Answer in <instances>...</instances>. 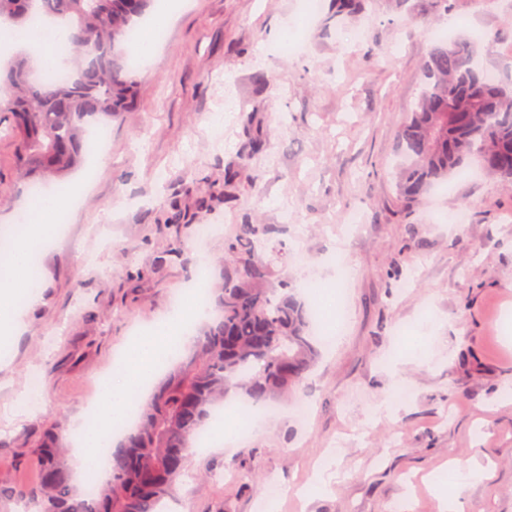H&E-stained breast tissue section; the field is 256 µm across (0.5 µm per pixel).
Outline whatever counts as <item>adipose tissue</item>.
<instances>
[{
  "instance_id": "ef3b65f1",
  "label": "adipose tissue",
  "mask_w": 512,
  "mask_h": 512,
  "mask_svg": "<svg viewBox=\"0 0 512 512\" xmlns=\"http://www.w3.org/2000/svg\"><path fill=\"white\" fill-rule=\"evenodd\" d=\"M68 28L57 21L41 26H21L0 20V38L15 48L38 45L43 65L65 67V57L57 46L67 40ZM71 198L63 191L46 195L29 208V221L24 224L19 238L6 262L0 263V342H10L25 330L18 298L28 294L27 260L44 241L57 230L52 216L69 207ZM204 308L192 301H183L167 316L163 324L151 332L138 336L122 358V379L103 386L99 398L102 402L99 418L94 422H81L74 426L77 446L74 456L79 479L100 477L96 450L109 430L123 426L126 407L134 394L139 393L143 381L154 380L161 367L174 361L191 343L192 327L206 319Z\"/></svg>"
}]
</instances>
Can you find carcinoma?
Here are the masks:
<instances>
[{"mask_svg":"<svg viewBox=\"0 0 512 512\" xmlns=\"http://www.w3.org/2000/svg\"><path fill=\"white\" fill-rule=\"evenodd\" d=\"M149 0H0V18L67 17L70 66L62 79H37L32 53L6 73L0 112L13 119L17 173L61 178L89 155L87 119L110 117L129 102L132 80L116 63L117 47ZM365 0H336V16L353 17ZM478 40L439 41L424 62L415 106L399 128L398 189L411 208L448 178L477 163L512 181V84L479 60ZM263 224H239L224 245V280L213 317L195 327L193 345L174 373L141 403L139 419L112 449L109 475L88 490L77 481L64 429L39 449L38 512H164L186 470L196 435L232 392L250 407L283 401L304 382L319 348L308 311L288 277L274 279L256 254Z\"/></svg>","mask_w":512,"mask_h":512,"instance_id":"carcinoma-1","label":"carcinoma"}]
</instances>
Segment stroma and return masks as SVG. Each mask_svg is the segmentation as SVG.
Returning <instances> with one entry per match:
<instances>
[{"label": "stroma", "mask_w": 512, "mask_h": 512, "mask_svg": "<svg viewBox=\"0 0 512 512\" xmlns=\"http://www.w3.org/2000/svg\"><path fill=\"white\" fill-rule=\"evenodd\" d=\"M318 2L307 18L302 0H172L150 56L134 65L119 47L134 103L90 120L107 139L64 178L77 199L0 360V512L29 507L47 435L82 419L131 337L185 298L199 253L218 287L245 221L271 227L258 253L307 308L310 283L343 284L342 334L327 343L312 327L321 357L294 396L307 420L283 405L234 454L192 449L168 512H263L271 498L275 512H441L448 467L473 473L459 512H512V183L471 169L405 224L394 178L434 30L480 35L482 64L512 82V0L449 14L369 0L353 19ZM253 138L263 150L245 167ZM1 183L3 236L30 187L0 133ZM427 321L433 335H419ZM418 348L430 363L412 360Z\"/></svg>", "instance_id": "1"}]
</instances>
